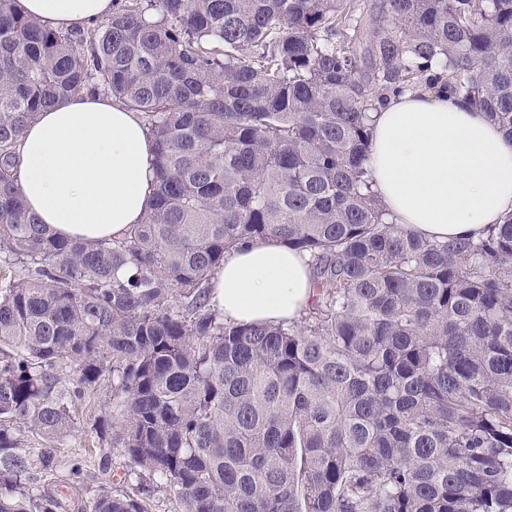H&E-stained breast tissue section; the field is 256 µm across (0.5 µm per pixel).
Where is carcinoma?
<instances>
[{"mask_svg": "<svg viewBox=\"0 0 512 512\" xmlns=\"http://www.w3.org/2000/svg\"><path fill=\"white\" fill-rule=\"evenodd\" d=\"M67 31L0 0V512H149L49 442L95 421L180 512H512V217L422 238L372 189V113L426 88L512 139V0H113ZM111 96L155 142L148 208L66 240L17 187L26 126ZM309 257L293 322L210 304L224 254ZM46 441L24 448L14 424Z\"/></svg>", "mask_w": 512, "mask_h": 512, "instance_id": "obj_1", "label": "carcinoma"}]
</instances>
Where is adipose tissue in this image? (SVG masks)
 Returning a JSON list of instances; mask_svg holds the SVG:
<instances>
[{"instance_id":"obj_1","label":"adipose tissue","mask_w":512,"mask_h":512,"mask_svg":"<svg viewBox=\"0 0 512 512\" xmlns=\"http://www.w3.org/2000/svg\"><path fill=\"white\" fill-rule=\"evenodd\" d=\"M56 29L112 14V0H17ZM154 142L118 100L61 98L28 126L18 185L55 236L104 239L138 223L151 193ZM373 188L396 223L421 237L478 236L512 212V140L485 113L421 89L373 115ZM309 259L269 238L234 250L210 280L225 321L295 319L312 296Z\"/></svg>"}]
</instances>
